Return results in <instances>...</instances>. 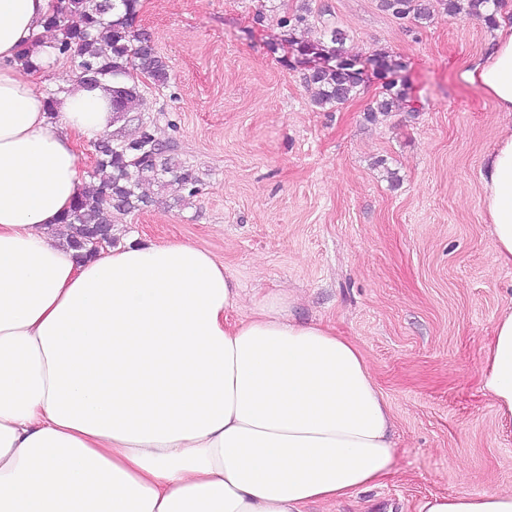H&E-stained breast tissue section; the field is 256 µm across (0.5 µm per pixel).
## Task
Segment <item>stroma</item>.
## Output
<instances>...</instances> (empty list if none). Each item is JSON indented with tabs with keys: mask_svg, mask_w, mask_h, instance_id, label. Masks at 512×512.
I'll return each mask as SVG.
<instances>
[{
	"mask_svg": "<svg viewBox=\"0 0 512 512\" xmlns=\"http://www.w3.org/2000/svg\"><path fill=\"white\" fill-rule=\"evenodd\" d=\"M348 34L347 53L404 63L420 112L367 121L373 69L336 110L312 103L280 23L301 0H140L138 28L169 66L140 84L128 129L153 122L193 165L198 195L173 193L122 216L121 241H188L239 282L241 314L285 292L293 316L358 344L394 418L381 484L313 512H418L426 497L512 488V419L481 390V354L512 307V267L494 261L479 172L512 119L458 74L493 29L436 12L403 24L378 0H315Z\"/></svg>",
	"mask_w": 512,
	"mask_h": 512,
	"instance_id": "stroma-1",
	"label": "stroma"
}]
</instances>
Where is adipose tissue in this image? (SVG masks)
<instances>
[{"instance_id":"adipose-tissue-1","label":"adipose tissue","mask_w":512,"mask_h":512,"mask_svg":"<svg viewBox=\"0 0 512 512\" xmlns=\"http://www.w3.org/2000/svg\"><path fill=\"white\" fill-rule=\"evenodd\" d=\"M57 0H0V512H306L390 472L391 413L359 346L253 301L188 242L77 263L53 227L83 188L76 146L112 128L108 81L40 89L33 41ZM30 48L28 60L18 57ZM512 117V19L462 70ZM494 260L512 266V133L480 171ZM481 385L512 418V307ZM421 512H512V490L434 495Z\"/></svg>"}]
</instances>
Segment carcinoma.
Here are the masks:
<instances>
[{
  "mask_svg": "<svg viewBox=\"0 0 512 512\" xmlns=\"http://www.w3.org/2000/svg\"><path fill=\"white\" fill-rule=\"evenodd\" d=\"M489 0H379L382 11L399 20L416 25L430 21L437 7L448 13L465 12L487 24L496 22L487 12ZM139 0H65L47 19L46 27L57 32L50 48L58 56H72L80 69L79 80L96 84L100 79H112L110 101L123 103L124 111L135 110L139 100L133 77L142 74L162 86L168 82L166 62L156 52L150 36L134 28ZM328 9H312L310 0L282 17L281 23L293 32L308 29L311 21L321 25V38L304 47L314 50L325 60L342 57L348 39L346 32L325 19ZM374 61L389 73V81L381 85L378 97L366 109V119L385 115L398 108L411 114L418 111L417 98L398 64L384 53L374 55ZM306 83L318 88L313 103L320 109L337 108L358 93L359 80L350 77L336 65L315 67L304 75ZM96 160L82 191L72 208L61 219V234L67 245L86 259L97 253L90 236L98 227L110 230L109 245L116 244L112 233L118 216L149 207L152 197L142 191L145 185L160 188L175 185L178 190L194 197L199 193V178L191 165L166 154L152 126L139 124L133 137L114 132L94 143Z\"/></svg>",
  "mask_w": 512,
  "mask_h": 512,
  "instance_id": "cac0c4a2",
  "label": "carcinoma"
}]
</instances>
